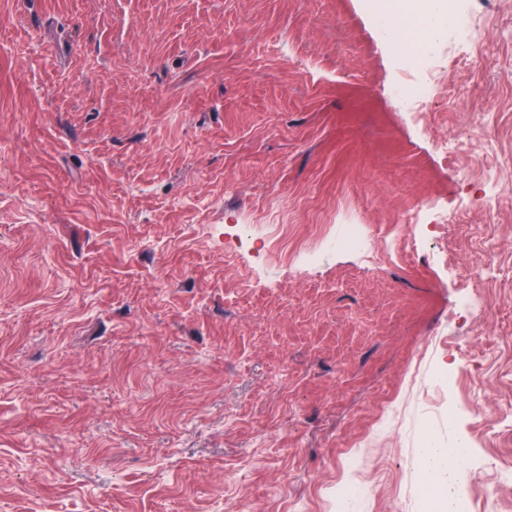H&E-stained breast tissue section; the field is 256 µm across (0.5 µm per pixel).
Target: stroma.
Segmentation results:
<instances>
[{"label": "stroma", "mask_w": 512, "mask_h": 512, "mask_svg": "<svg viewBox=\"0 0 512 512\" xmlns=\"http://www.w3.org/2000/svg\"><path fill=\"white\" fill-rule=\"evenodd\" d=\"M439 43L416 121L372 0H0V512H418L461 356L512 471V0ZM352 219L372 261L294 259Z\"/></svg>", "instance_id": "stroma-1"}]
</instances>
